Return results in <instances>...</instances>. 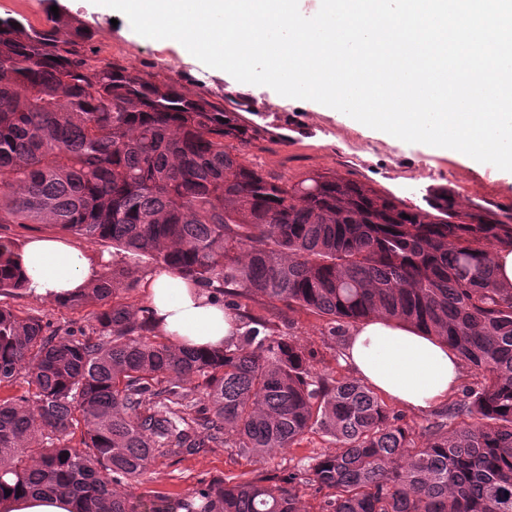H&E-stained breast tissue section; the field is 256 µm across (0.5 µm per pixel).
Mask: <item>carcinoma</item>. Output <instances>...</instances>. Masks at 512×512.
I'll return each instance as SVG.
<instances>
[{
	"mask_svg": "<svg viewBox=\"0 0 512 512\" xmlns=\"http://www.w3.org/2000/svg\"><path fill=\"white\" fill-rule=\"evenodd\" d=\"M17 25H11V22ZM255 123L116 63L89 31L0 17V224H49L110 241L223 296L243 331L222 350L180 348L145 306L114 300L113 269L65 302L98 306L92 334L60 337L0 305V494H65L76 512H512V215L462 207L443 186L426 206L327 173L289 183L224 147ZM0 237V294L24 287ZM321 317L330 336L384 316L451 346L476 378L414 432L372 387L317 372L312 354L260 314ZM81 429L75 446L65 437ZM310 432L335 450L284 473L204 483L145 504L120 490L158 456L229 448L262 457Z\"/></svg>",
	"mask_w": 512,
	"mask_h": 512,
	"instance_id": "obj_1",
	"label": "carcinoma"
}]
</instances>
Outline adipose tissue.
<instances>
[{
    "label": "adipose tissue",
    "mask_w": 512,
    "mask_h": 512,
    "mask_svg": "<svg viewBox=\"0 0 512 512\" xmlns=\"http://www.w3.org/2000/svg\"><path fill=\"white\" fill-rule=\"evenodd\" d=\"M17 261L29 294L64 302L98 276L90 256L65 240L35 237ZM148 307L157 331L174 344L198 351L222 348L239 322L197 288L167 268L146 278ZM343 358L352 372L389 399L425 410L447 400L460 380L456 353L435 337L374 317L360 322L348 337ZM64 495L22 492L0 496V512H72Z\"/></svg>",
    "instance_id": "ef3b65f1"
}]
</instances>
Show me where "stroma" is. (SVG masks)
Segmentation results:
<instances>
[{
  "label": "stroma",
  "instance_id": "stroma-1",
  "mask_svg": "<svg viewBox=\"0 0 512 512\" xmlns=\"http://www.w3.org/2000/svg\"><path fill=\"white\" fill-rule=\"evenodd\" d=\"M78 19L92 35L100 59L114 61L149 74L155 81L177 79L182 93L192 98H229L231 107L264 127L262 136L240 148L242 161L263 174L296 182L312 172L336 174L374 187L410 204H421L428 188H451L461 205L472 203L498 213H512V175L496 167H478L459 157L433 152L424 144L392 142L380 133L356 127L348 115L310 100L288 98L267 86L240 90L228 73L208 67L178 47H160L133 31L125 16H112L92 0H0V16L15 17L36 28L47 27L51 12ZM72 245L89 250L100 270L124 268L128 276L118 286V298L131 308L145 303L142 283L151 261L130 260L111 243L71 237ZM20 314L39 318L58 335L92 330V309L73 311L62 304L16 291L0 297ZM298 342L313 352L316 371L349 375L342 361L344 339L328 336L319 317L296 312L291 316ZM330 441L307 434L300 447L262 458L229 455L224 448H208L186 458L157 457L140 482L131 485L134 497L155 493L173 498L189 495L200 483L229 479L254 470L288 471L310 451L327 452Z\"/></svg>",
  "mask_w": 512,
  "mask_h": 512
}]
</instances>
